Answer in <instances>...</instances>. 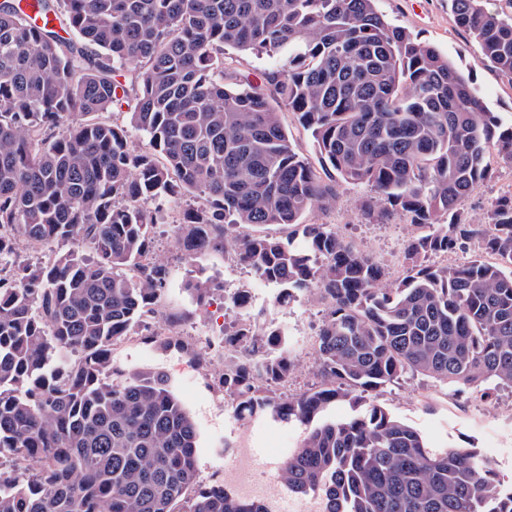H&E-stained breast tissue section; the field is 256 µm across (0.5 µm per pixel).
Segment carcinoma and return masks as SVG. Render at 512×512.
<instances>
[{
	"mask_svg": "<svg viewBox=\"0 0 512 512\" xmlns=\"http://www.w3.org/2000/svg\"><path fill=\"white\" fill-rule=\"evenodd\" d=\"M376 0H0V512H268L222 486L188 496L196 427L163 375L112 378L111 348L150 329L167 265L151 256L150 201L193 195L175 225L184 259L224 242L279 287L328 304L320 383L285 398L295 365L279 327L224 334L218 384L236 414L272 409L306 427L279 478L322 512H512L474 448L430 451L362 394L417 374L483 396L512 388V193L475 228L459 206L496 154L502 127L448 56L388 22ZM482 55L512 79V13L448 0ZM267 53L255 82L224 49ZM133 102L124 130L87 116ZM296 112L320 156L292 146ZM341 182L368 183L420 229L403 275L329 224ZM287 225L284 239L242 227ZM477 238L494 261L425 264ZM72 249L16 263L21 242ZM349 403L353 414L327 420Z\"/></svg>",
	"mask_w": 512,
	"mask_h": 512,
	"instance_id": "carcinoma-1",
	"label": "carcinoma"
}]
</instances>
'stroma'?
Listing matches in <instances>:
<instances>
[{
	"mask_svg": "<svg viewBox=\"0 0 512 512\" xmlns=\"http://www.w3.org/2000/svg\"><path fill=\"white\" fill-rule=\"evenodd\" d=\"M376 6L388 22L448 55L480 90L487 108L495 112L501 124L512 125V80L483 60L479 44L456 23L448 0H377ZM508 193H512V164L490 157L487 178L461 204L465 218L473 224L483 223L495 199ZM367 202L378 209L384 206L369 184L343 183L334 206L311 209L303 221L332 225L358 249L380 260L390 278H397L402 273V251L416 229L396 213L381 219L367 216L363 211ZM194 204L187 196L163 201L165 223L149 228L152 253L169 268L155 323L175 324L182 334L176 346L166 348L146 338L144 331L132 330L115 346L112 368L119 378L137 371L167 377L172 393L197 429L198 464L191 486L196 494L223 483L224 465L233 449L260 448L274 457L281 449L297 448L303 438L302 426L280 421L272 410L237 416L217 382L224 366L222 354L203 350L202 338L223 336L226 328L241 320L259 327L272 324L282 328L288 334V350L296 367L277 393L295 395L317 381L312 369L314 346L327 304L304 293L297 294L289 305L275 304L277 287L231 260L220 245L200 254L195 264H188L175 242L173 226ZM196 268L203 270L214 289L213 296L203 303L186 290ZM239 288L248 289L250 294V304L244 310L224 303L225 292ZM366 401L405 421L431 449H477L495 465L501 479L512 481V389L493 392L486 400L469 393L460 396L452 386L408 375L382 392L367 393Z\"/></svg>",
	"mask_w": 512,
	"mask_h": 512,
	"instance_id": "stroma-1",
	"label": "stroma"
}]
</instances>
